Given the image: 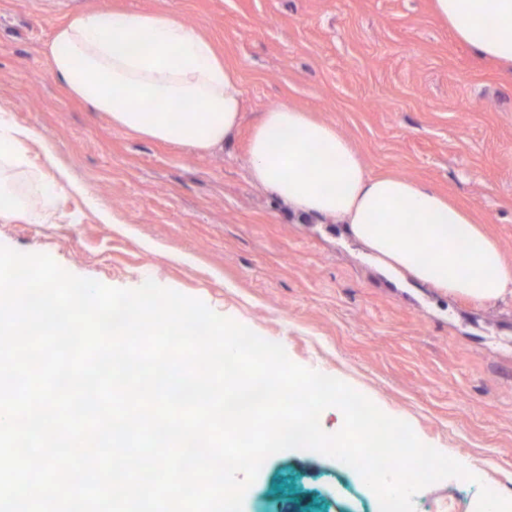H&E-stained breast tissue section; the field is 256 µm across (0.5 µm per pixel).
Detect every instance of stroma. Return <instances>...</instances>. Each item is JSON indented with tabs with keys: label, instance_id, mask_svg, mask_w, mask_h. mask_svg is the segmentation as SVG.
<instances>
[{
	"label": "stroma",
	"instance_id": "1",
	"mask_svg": "<svg viewBox=\"0 0 512 512\" xmlns=\"http://www.w3.org/2000/svg\"><path fill=\"white\" fill-rule=\"evenodd\" d=\"M88 9L176 12L201 28L242 77L238 130L193 152L67 95L44 50ZM280 103L333 124L370 173L464 207L512 261V69L459 43L432 0H0V110L34 132L30 166H0V185L30 190L62 169L86 191L55 200L44 223H0V245L111 287L153 280L347 383L476 475L424 488L416 512L451 498L475 512L483 485L512 498V301L389 274L342 225L299 220L254 184L250 135ZM244 512L379 505L354 469L287 450L264 462Z\"/></svg>",
	"mask_w": 512,
	"mask_h": 512
}]
</instances>
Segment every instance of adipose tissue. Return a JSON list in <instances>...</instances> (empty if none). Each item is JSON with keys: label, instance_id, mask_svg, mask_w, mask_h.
Listing matches in <instances>:
<instances>
[{"label": "adipose tissue", "instance_id": "ef3b65f1", "mask_svg": "<svg viewBox=\"0 0 512 512\" xmlns=\"http://www.w3.org/2000/svg\"><path fill=\"white\" fill-rule=\"evenodd\" d=\"M478 54L512 66V0H434ZM49 72L113 126L198 152L236 130L242 79L213 41L178 14L92 10L55 31ZM29 128L0 113V161L28 166ZM252 181L296 212L345 224L391 274L479 304L512 299V263L471 215L427 184L370 175L335 126L281 103L263 112L249 145Z\"/></svg>", "mask_w": 512, "mask_h": 512}]
</instances>
